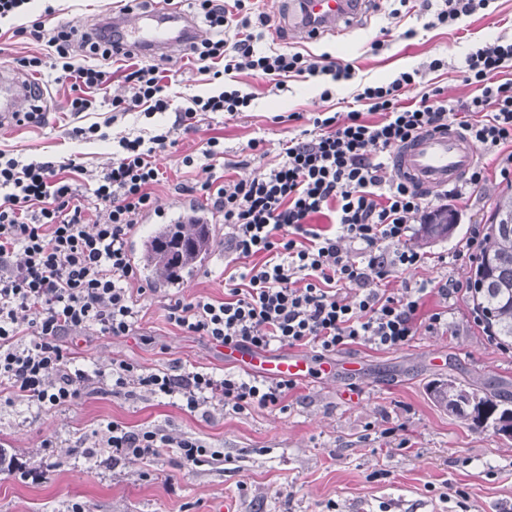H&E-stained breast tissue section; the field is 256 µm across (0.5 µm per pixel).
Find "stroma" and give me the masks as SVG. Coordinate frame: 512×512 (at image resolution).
Here are the masks:
<instances>
[{
  "label": "stroma",
  "mask_w": 512,
  "mask_h": 512,
  "mask_svg": "<svg viewBox=\"0 0 512 512\" xmlns=\"http://www.w3.org/2000/svg\"><path fill=\"white\" fill-rule=\"evenodd\" d=\"M258 6L270 19L261 48L311 56L326 52L353 63L354 79L338 83L325 100L322 80L292 78L278 91L243 72L237 76L238 87L255 96L249 110L235 117L203 115L196 130L184 132L172 128L177 112L192 97L209 95L219 86L211 73L199 70L192 55L180 54L174 65L168 112L150 118L137 111L112 114L113 97L125 90V60L108 61L111 83L95 91V109L80 114L69 110V85L55 83V71L45 65L30 75L32 82L49 88L41 102L44 122L0 126V151L23 161L72 158L85 170L97 171L111 161L121 138L172 130L175 147L157 158L167 176L155 189L163 209L179 198L176 184H200L209 177L200 148L210 137H223L224 160L233 164V176L255 175L275 163L283 143L299 131L298 122L278 123L275 115L347 113L356 107L360 84L390 81L437 57L447 61V68L425 73L414 96L439 86L449 99H464L474 91L459 71L466 53L475 44L512 36V0H491L487 9L434 28L427 25L428 15L400 11L399 0H376L350 28L314 40L284 36L279 19L288 0H259ZM122 7L123 0H36L34 12L43 16L46 27L85 31ZM16 26L12 19L0 21V68L12 69L18 58L46 54L44 45L16 34ZM409 29L415 32L410 39L404 36ZM376 40L385 47L374 54L370 45ZM93 124L100 126L102 137L73 136V128ZM254 139L263 143L258 159L248 148ZM188 155L193 165L184 164ZM507 186L493 175L478 198L449 202L455 227L448 237L425 245L418 232H411L409 245L427 256L416 278L441 274V256H454L473 225L489 223ZM224 265V237L219 234L189 287L163 286L141 273L137 284L146 293L138 298L134 335L74 340L77 366L103 367L122 359L150 370L179 366L222 374V347L168 324L163 306L175 298L223 299ZM443 303L432 293L424 297L423 308L431 311ZM444 304L446 332H420L396 351L365 345L338 351L329 357L338 375L298 381L283 411L235 414L217 404L207 415L189 416L170 400L131 398L108 388L57 412L0 404V448L18 461L13 473H0V512H67L74 501L82 502L86 512H218V504L228 497L236 512H512V440L474 427L437 406L431 395L436 383L451 380L484 395L511 396L512 349L497 344L477 324L468 296ZM112 419L195 434L224 457L189 471L178 469L170 449L148 462L85 465L80 449L93 446V430ZM48 438L52 447H43Z\"/></svg>",
  "instance_id": "stroma-1"
}]
</instances>
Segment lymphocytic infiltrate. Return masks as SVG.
Here are the masks:
<instances>
[{
  "instance_id": "f902f5d3",
  "label": "lymphocytic infiltrate",
  "mask_w": 512,
  "mask_h": 512,
  "mask_svg": "<svg viewBox=\"0 0 512 512\" xmlns=\"http://www.w3.org/2000/svg\"><path fill=\"white\" fill-rule=\"evenodd\" d=\"M192 6L210 29L192 50L199 61H223L225 74L250 71L278 89L290 77L326 76L331 85L321 93L325 99L332 96V84L355 75L352 65L326 53L260 50L254 29L266 27L268 19L257 13L254 0H192ZM230 27L235 33L228 40ZM16 32L46 43L57 82L69 83L74 93L72 111L91 109L94 102L85 90L106 87L112 73L76 65L74 58L84 53L111 59V43L73 28L49 30L39 20ZM509 67L512 39L501 37L471 51L463 74L477 92L457 101L435 87L406 102V91L424 71L400 72L390 82L363 86L356 99L364 111L314 113L311 128L289 139L279 162L260 174L181 185L187 194L204 192L221 214L224 251L241 270L226 278L223 299L169 300L168 323L220 346L308 347L322 355L352 344L394 350L420 329L446 327L447 311L420 317L421 300L431 289L444 300L467 293L462 279L446 273L436 284L416 281L397 293L382 286L392 273H413L425 264V254L407 240L429 207L428 192L387 178L386 170L408 140L457 116L474 144L498 151L500 175L512 176V152L501 151L512 145V80L497 79ZM165 77L164 64L131 63L123 77L127 93L113 99V109L167 111ZM252 99L235 88L194 97L191 107L177 113L174 126L191 131L198 116H234ZM170 136L166 130L120 140L111 162L87 176L94 196L90 207L63 176L78 171L74 160L25 163L0 151V399L5 404L60 410L108 385L116 394L174 399L190 415L207 412L216 400L241 414L279 407L295 388L292 380L230 370L221 376L149 371L115 360L108 368L87 371L74 363L69 340L93 333L125 337L137 326L140 311L131 284L139 272L127 239L139 218L156 207L153 188L164 174L154 158ZM318 215L328 217L335 232L316 227ZM94 436L116 465L158 457L166 448L176 449L183 468L220 456L193 434L175 436L160 425L134 429L114 420Z\"/></svg>"
}]
</instances>
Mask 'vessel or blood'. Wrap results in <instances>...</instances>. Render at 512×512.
<instances>
[{
  "label": "vessel or blood",
  "instance_id": "b4317fda",
  "mask_svg": "<svg viewBox=\"0 0 512 512\" xmlns=\"http://www.w3.org/2000/svg\"><path fill=\"white\" fill-rule=\"evenodd\" d=\"M367 0H292L288 26L307 38L336 32L341 23L357 18ZM111 25L121 50L147 56H172L190 49L196 40L192 15L163 9H145L139 0H126ZM32 98L30 82L22 72L0 71V122L17 123ZM478 154L456 127L421 134L392 157L396 178L424 189H438L462 180L475 166ZM225 363L272 379L310 377L317 364L310 355L290 350L255 351L228 346Z\"/></svg>",
  "mask_w": 512,
  "mask_h": 512
}]
</instances>
